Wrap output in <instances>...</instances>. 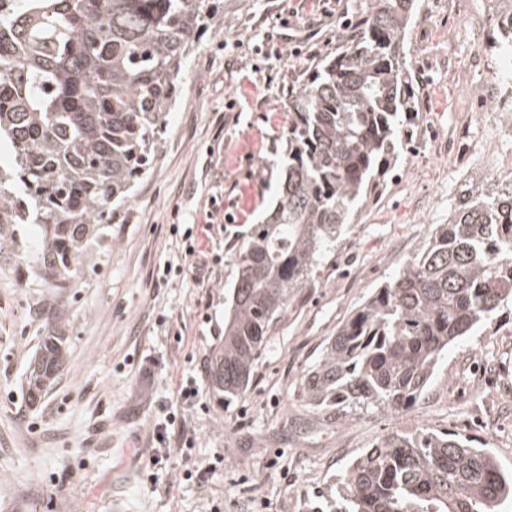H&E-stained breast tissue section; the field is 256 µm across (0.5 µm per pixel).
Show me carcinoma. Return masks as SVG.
Instances as JSON below:
<instances>
[{
  "mask_svg": "<svg viewBox=\"0 0 512 512\" xmlns=\"http://www.w3.org/2000/svg\"><path fill=\"white\" fill-rule=\"evenodd\" d=\"M0 9V224H40V268L55 286L83 245L113 223L155 158L180 74L224 0H9ZM415 0L373 7L288 97V153L276 204L234 253L224 343L209 357L220 404L245 392L275 322L313 288L346 224L393 167L410 95L404 30ZM512 301V182H472L405 261L336 330L307 371L325 412L410 409L459 338ZM66 353L44 344L29 386L49 384ZM512 474L454 434L393 430L336 481L331 512H493Z\"/></svg>",
  "mask_w": 512,
  "mask_h": 512,
  "instance_id": "cac0c4a2",
  "label": "carcinoma"
}]
</instances>
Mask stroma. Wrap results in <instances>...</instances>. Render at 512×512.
I'll use <instances>...</instances> for the list:
<instances>
[{
  "instance_id": "obj_1",
  "label": "stroma",
  "mask_w": 512,
  "mask_h": 512,
  "mask_svg": "<svg viewBox=\"0 0 512 512\" xmlns=\"http://www.w3.org/2000/svg\"><path fill=\"white\" fill-rule=\"evenodd\" d=\"M372 0H224V13L190 55L177 103L150 169L72 263L63 287L39 267L41 225L0 226V512H310L336 493L351 460L391 430L451 431L512 470V305L460 338L408 411L360 410L339 419L309 399L304 376L339 325L448 221L472 180L512 182V146L490 163L448 161L498 135L487 120L488 78L475 55L500 52L495 4L417 0L403 62L413 113L392 175L359 209L322 268L276 323L244 394L224 405L206 392V360L224 328V291L235 280L238 230L274 204L288 148V96L334 55ZM297 8L280 58L253 80V46ZM301 56H293V49ZM453 53L456 72L436 65ZM235 216L224 227V265L207 281L172 277L186 259L176 224L207 221V200ZM67 341L64 362L38 400L26 374L43 341ZM150 368L142 379V368ZM196 378L199 405L153 439Z\"/></svg>"
}]
</instances>
